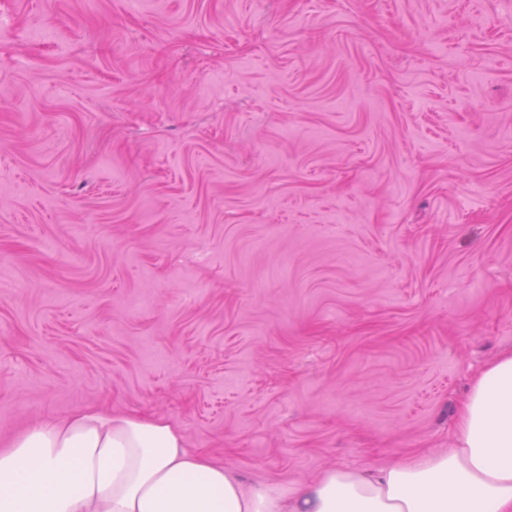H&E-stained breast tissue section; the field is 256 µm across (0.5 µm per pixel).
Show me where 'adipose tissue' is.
I'll list each match as a JSON object with an SVG mask.
<instances>
[{
    "label": "adipose tissue",
    "instance_id": "1",
    "mask_svg": "<svg viewBox=\"0 0 512 512\" xmlns=\"http://www.w3.org/2000/svg\"><path fill=\"white\" fill-rule=\"evenodd\" d=\"M0 512H512V354L474 379L455 447L331 470L293 496L244 487L154 416L48 420L0 448Z\"/></svg>",
    "mask_w": 512,
    "mask_h": 512
}]
</instances>
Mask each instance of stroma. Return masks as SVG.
Segmentation results:
<instances>
[{"mask_svg":"<svg viewBox=\"0 0 512 512\" xmlns=\"http://www.w3.org/2000/svg\"><path fill=\"white\" fill-rule=\"evenodd\" d=\"M0 19V448L103 406L293 493L453 447L512 352V0Z\"/></svg>","mask_w":512,"mask_h":512,"instance_id":"35a3bbf8","label":"stroma"}]
</instances>
